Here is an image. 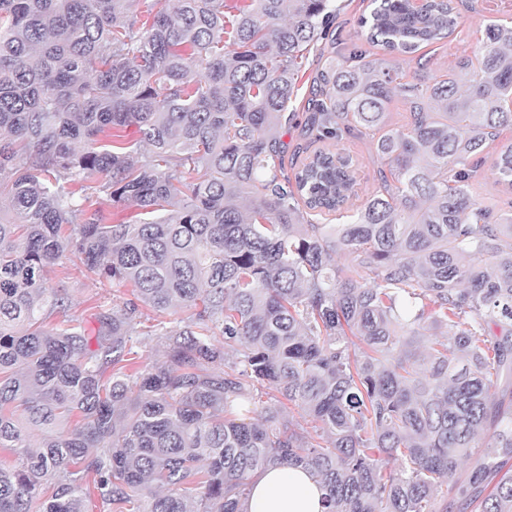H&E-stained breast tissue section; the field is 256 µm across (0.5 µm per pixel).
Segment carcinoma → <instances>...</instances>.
Listing matches in <instances>:
<instances>
[{
	"instance_id": "1",
	"label": "carcinoma",
	"mask_w": 512,
	"mask_h": 512,
	"mask_svg": "<svg viewBox=\"0 0 512 512\" xmlns=\"http://www.w3.org/2000/svg\"><path fill=\"white\" fill-rule=\"evenodd\" d=\"M134 2L0 0V449L16 455L0 459V512H248L252 478L281 465L318 478L326 512H435L444 486L464 510L512 512V212L470 192L512 129V19L484 29L478 66L404 81L391 57L449 38L455 0H371L360 24L386 56L336 55L312 125L332 143L380 128L395 97L410 121L377 141L388 170L351 222L315 224L352 196L351 159L319 150L290 176L282 137L343 5ZM92 175L145 221L102 223L84 185L76 201L69 185ZM492 175L512 189V147ZM72 250L135 297L92 335L47 278ZM140 303L160 366L127 349ZM173 308L188 316L169 326ZM426 323L453 333L421 352ZM265 386L284 403L253 423ZM287 402L320 433L291 428Z\"/></svg>"
}]
</instances>
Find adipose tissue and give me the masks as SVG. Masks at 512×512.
<instances>
[{"instance_id": "ef3b65f1", "label": "adipose tissue", "mask_w": 512, "mask_h": 512, "mask_svg": "<svg viewBox=\"0 0 512 512\" xmlns=\"http://www.w3.org/2000/svg\"><path fill=\"white\" fill-rule=\"evenodd\" d=\"M324 495L321 483L309 470L269 467L252 483L249 512H326Z\"/></svg>"}]
</instances>
